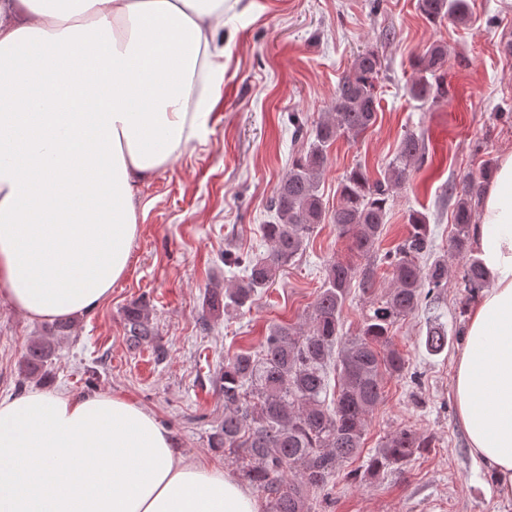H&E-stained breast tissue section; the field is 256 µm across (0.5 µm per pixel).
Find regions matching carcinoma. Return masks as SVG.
Returning <instances> with one entry per match:
<instances>
[{"label": "carcinoma", "mask_w": 512, "mask_h": 512, "mask_svg": "<svg viewBox=\"0 0 512 512\" xmlns=\"http://www.w3.org/2000/svg\"><path fill=\"white\" fill-rule=\"evenodd\" d=\"M417 8L432 24L450 17L462 23L468 16L467 0H417ZM447 57L448 46L441 41L414 57L410 92L415 100L435 103L448 97L442 75ZM380 69L375 51L365 48L357 53L338 86L333 111L315 125L309 150L291 161L288 175L270 198L275 222L261 225L269 244L267 255L248 262L245 278L208 290L206 305L212 314L250 307L279 268L306 250L325 219L318 184L329 149L337 140L354 139L376 123ZM424 152L420 137L408 132L383 175L373 178L360 165L345 175L332 223L339 236L349 240L360 262L328 261L323 288L306 325L272 326L260 354L240 352L224 361L220 375L224 424L214 434V442L241 463L244 476L265 498L268 512H311L310 494L324 488L342 462L360 454L367 418L385 399V375L408 371V359L391 345L394 324L448 286V260L436 256L424 262L432 251L427 216L410 213L407 236L381 258L392 272L391 290L366 317L360 332L344 342L340 385L327 399L340 313L351 288L368 295L376 287L378 266L371 258L384 234L390 197L405 187L412 169L423 163ZM481 193L482 185L473 179L457 193L455 233L450 241L453 252L464 261V283L471 290L482 287L486 278L471 242ZM124 331L134 347L153 344L146 306L126 311ZM424 347L431 355L448 349L445 327L430 326ZM51 356L50 344L31 343L24 356L26 371L40 370ZM429 447L430 437L412 427L402 428L385 438L367 468L372 472L400 468Z\"/></svg>", "instance_id": "obj_1"}]
</instances>
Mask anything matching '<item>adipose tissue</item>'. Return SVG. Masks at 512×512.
Here are the masks:
<instances>
[{
    "label": "adipose tissue",
    "mask_w": 512,
    "mask_h": 512,
    "mask_svg": "<svg viewBox=\"0 0 512 512\" xmlns=\"http://www.w3.org/2000/svg\"><path fill=\"white\" fill-rule=\"evenodd\" d=\"M225 0H0V297L83 315L128 267L134 197L206 132L224 79ZM489 280L456 358L459 424L512 500V153L474 228ZM0 512H259L229 471L106 393L0 400Z\"/></svg>",
    "instance_id": "1"
}]
</instances>
